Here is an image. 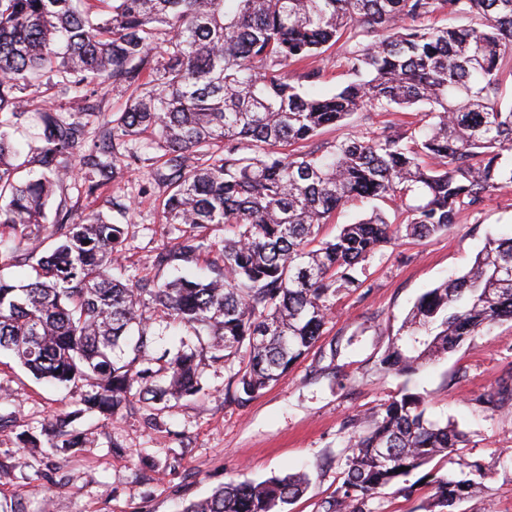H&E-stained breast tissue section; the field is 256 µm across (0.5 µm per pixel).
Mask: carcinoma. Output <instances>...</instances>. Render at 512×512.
I'll use <instances>...</instances> for the list:
<instances>
[{
    "label": "carcinoma",
    "instance_id": "1",
    "mask_svg": "<svg viewBox=\"0 0 512 512\" xmlns=\"http://www.w3.org/2000/svg\"><path fill=\"white\" fill-rule=\"evenodd\" d=\"M475 18L466 28L434 20ZM341 45L355 80L311 92L319 72L295 83L287 68ZM512 52V0H0V349L37 379L85 383L83 408L61 412L24 448H80L74 422L109 421L133 398L162 412L202 390L195 349L164 350L170 378L151 368L154 333L145 308L171 313L215 359L242 355L237 399L278 382L322 335L328 302L390 243L384 212L319 238L350 201H401L407 235L448 231L459 213L512 185V105H501V61ZM131 91L112 119L93 102L106 87ZM380 136L316 143L363 112H422ZM35 120L31 155L19 161L10 129ZM159 152L153 181L161 223L235 228L206 280L180 275L122 281L127 227L68 202L74 162L86 196L112 192ZM56 205L53 223L47 209ZM214 244L182 234L156 265L189 262ZM15 284L3 271L31 261ZM512 237H489L466 274L425 292L379 361L412 375L483 327L512 321ZM353 435L342 485L328 512H362L378 491L457 452L465 434L426 416L404 393ZM463 478L436 477L425 512H455L484 488L486 469L461 461ZM403 471H398V468ZM308 478L288 473L231 482L185 512H282Z\"/></svg>",
    "mask_w": 512,
    "mask_h": 512
}]
</instances>
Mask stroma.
I'll use <instances>...</instances> for the list:
<instances>
[{"instance_id":"stroma-1","label":"stroma","mask_w":512,"mask_h":512,"mask_svg":"<svg viewBox=\"0 0 512 512\" xmlns=\"http://www.w3.org/2000/svg\"><path fill=\"white\" fill-rule=\"evenodd\" d=\"M154 152L112 188L111 198L70 197L82 211L99 210L127 225L123 278L173 275L156 266L176 244L159 223L160 190L151 179ZM512 234V186L474 210L462 212L444 233L417 240L398 233L370 256L360 287L339 289L330 300L323 333L287 375L253 398L228 397L238 362L207 361L203 391L161 414L140 403L107 423L78 419L84 447L54 452L19 447L16 435L0 431V506L10 512H184L230 481L260 482L303 472L307 492L285 512H325L343 480L350 440L363 418L406 392L421 393L428 416L453 421L467 434L466 461L489 472L485 491L457 512H512V400L486 410L484 396L512 388V322H502L436 358L418 373H384L377 363L417 299L445 279L468 272L487 237ZM85 387L56 386L33 378L0 352V415L19 427H40L54 414L78 408ZM29 467L15 469L17 458ZM437 476L459 478L460 468L443 457L410 475L415 491L389 485L365 501L363 512H422Z\"/></svg>"}]
</instances>
